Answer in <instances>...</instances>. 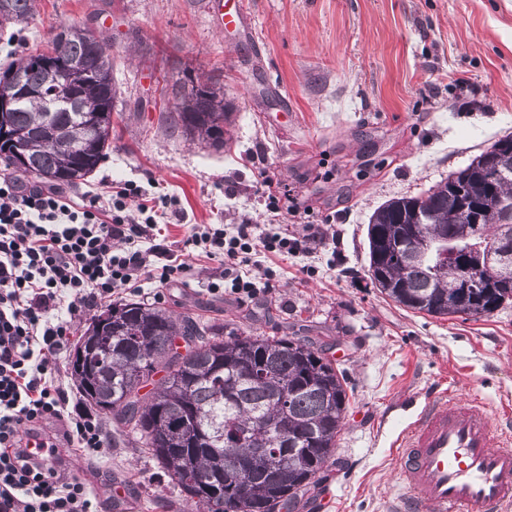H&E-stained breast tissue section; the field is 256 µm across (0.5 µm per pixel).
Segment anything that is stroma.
Listing matches in <instances>:
<instances>
[{
    "mask_svg": "<svg viewBox=\"0 0 512 512\" xmlns=\"http://www.w3.org/2000/svg\"><path fill=\"white\" fill-rule=\"evenodd\" d=\"M244 33L220 26L208 0H39L23 30L46 46L61 21L87 24L114 66L112 147L102 178L156 182L180 214L161 227L184 241L213 225L267 233L329 225L313 253L262 258L277 272L261 301L239 304L201 282L220 263L191 252L190 272L159 308L225 331L308 338L348 378L338 447L294 512H390L402 494L391 443L433 390L480 394L512 418V303L477 320L398 307L368 277L367 224L379 205L417 196L512 134V0H241ZM219 77L235 106L221 150L174 123L170 85L185 71ZM267 171L297 198L269 219ZM315 267L305 276L302 266ZM105 512H158L183 502L163 469L127 443L74 457Z\"/></svg>",
    "mask_w": 512,
    "mask_h": 512,
    "instance_id": "stroma-1",
    "label": "stroma"
}]
</instances>
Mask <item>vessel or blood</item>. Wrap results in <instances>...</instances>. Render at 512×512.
Returning a JSON list of instances; mask_svg holds the SVG:
<instances>
[{"mask_svg": "<svg viewBox=\"0 0 512 512\" xmlns=\"http://www.w3.org/2000/svg\"><path fill=\"white\" fill-rule=\"evenodd\" d=\"M210 7L225 28L244 22L226 0ZM394 447L406 491L395 512H512V422L494 420L481 397H426Z\"/></svg>", "mask_w": 512, "mask_h": 512, "instance_id": "b4317fda", "label": "vessel or blood"}]
</instances>
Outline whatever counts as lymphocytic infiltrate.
Here are the masks:
<instances>
[{
	"mask_svg": "<svg viewBox=\"0 0 512 512\" xmlns=\"http://www.w3.org/2000/svg\"><path fill=\"white\" fill-rule=\"evenodd\" d=\"M175 206V197H147L127 181L105 180L76 195L0 178V512H98L89 483L70 473L64 456L101 453L107 424L70 404L51 359L66 349L80 314L188 271L177 250L153 234ZM325 237L321 224L269 235L243 223L230 232L207 229L186 243L224 264L208 291L243 302L267 294L276 276L259 269V253L306 254ZM52 419L59 426L50 431ZM28 435L42 438L44 454L28 452Z\"/></svg>",
	"mask_w": 512,
	"mask_h": 512,
	"instance_id": "f902f5d3",
	"label": "lymphocytic infiltrate"
}]
</instances>
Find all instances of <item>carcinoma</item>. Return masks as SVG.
<instances>
[{
    "instance_id": "obj_1",
    "label": "carcinoma",
    "mask_w": 512,
    "mask_h": 512,
    "mask_svg": "<svg viewBox=\"0 0 512 512\" xmlns=\"http://www.w3.org/2000/svg\"><path fill=\"white\" fill-rule=\"evenodd\" d=\"M38 0H0V28L28 23ZM64 59L85 65L68 86V104L51 112L44 93L55 75L33 55H22L4 74L30 90L8 113L22 142L23 160L0 144V156L16 172L58 185L87 180L111 145L116 86L112 56L85 25L64 21L54 28ZM176 123L192 142L224 146L233 106L224 84L190 75L171 87ZM497 144L475 156L420 196L391 198L367 225L371 283L397 305L434 317L458 309L479 318L512 301V151ZM401 237L407 245L396 250ZM498 245L497 262L481 270L483 288L466 291L463 268L478 261L479 241ZM112 323L97 313L77 346L103 337L91 363L70 361L83 399L139 438L132 443L157 461L171 483L205 512H276L295 508L337 447L347 409L345 372L321 348L286 336L231 335L192 317L137 302L114 304ZM188 337L186 354L176 338ZM166 375L144 396L141 385L157 367ZM258 423L246 491L235 485L239 449L230 446L239 425ZM286 427L299 439L288 450L269 426Z\"/></svg>"
}]
</instances>
